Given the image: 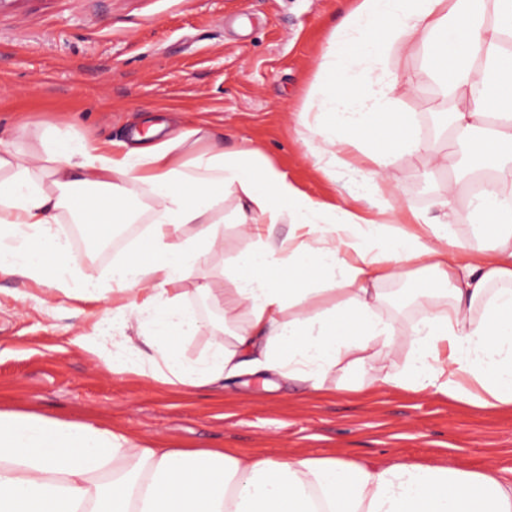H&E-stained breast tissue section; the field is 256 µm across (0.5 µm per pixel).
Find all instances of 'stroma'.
<instances>
[{"label":"stroma","instance_id":"1","mask_svg":"<svg viewBox=\"0 0 512 512\" xmlns=\"http://www.w3.org/2000/svg\"><path fill=\"white\" fill-rule=\"evenodd\" d=\"M345 0H0V139L28 147L42 123L70 139L101 145L130 141L150 122L168 129L205 127L216 145L232 150L249 141L310 197L342 205L360 180L342 167L321 173L299 141L298 115L314 89L319 57ZM415 89L400 93L399 110L421 136L446 105L423 67L420 51L393 53ZM433 173L404 154L386 171L406 212L436 213L435 201L455 176ZM239 200L224 198V252L184 283V303L205 309L196 288L229 285L224 272L250 248L236 228ZM71 238L75 274L108 278L113 263L144 252L143 233H114L118 245L87 259L88 243ZM423 275L382 286L380 311L400 331L398 360L409 351L408 331L419 317ZM98 302L63 297L50 307L0 306V409L68 420H98L165 448H221L241 456H340L385 463L452 457L477 469L494 462L512 476V412L478 410L429 393L373 386L368 366L332 373L324 391L299 385L185 389L136 375H117L74 345Z\"/></svg>","mask_w":512,"mask_h":512}]
</instances>
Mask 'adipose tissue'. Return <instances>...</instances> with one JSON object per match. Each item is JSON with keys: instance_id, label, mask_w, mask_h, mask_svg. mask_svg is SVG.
I'll return each instance as SVG.
<instances>
[{"instance_id": "obj_1", "label": "adipose tissue", "mask_w": 512, "mask_h": 512, "mask_svg": "<svg viewBox=\"0 0 512 512\" xmlns=\"http://www.w3.org/2000/svg\"><path fill=\"white\" fill-rule=\"evenodd\" d=\"M424 49L440 94L455 104L453 143H487L489 171L468 213L447 185L438 213L399 220L381 192L393 156L441 168L448 154L397 119L392 51ZM321 119L309 122L310 113ZM109 152L74 143L50 125L22 149L0 140V275L45 299L105 307L75 344L115 374L197 388L258 371L322 390L337 368L371 353L368 383L430 392L478 409L512 411V0H355L332 29L297 134L325 165H367L350 205L303 194L261 149H200L205 128ZM371 131L369 140L354 132ZM253 247L227 272L230 288L198 292L221 309L199 323L183 284L224 248V196ZM68 215L93 238L147 218L149 250L117 262L109 287L73 279L72 254L53 231ZM491 224L472 251L454 224ZM287 224L278 238L276 225ZM428 273L405 362L398 329L380 316L382 283ZM211 338L184 357L180 342ZM0 512H512V479L499 469L338 456L244 457L221 448H165L95 421L0 410Z\"/></svg>"}]
</instances>
